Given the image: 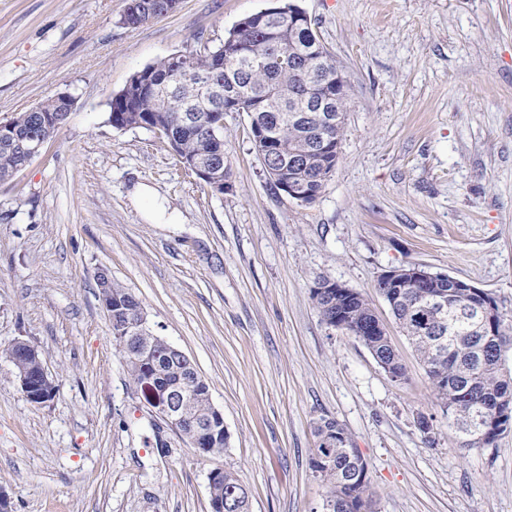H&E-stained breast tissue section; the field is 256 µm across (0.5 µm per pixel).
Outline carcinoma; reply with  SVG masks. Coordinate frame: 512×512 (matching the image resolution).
<instances>
[{"mask_svg":"<svg viewBox=\"0 0 512 512\" xmlns=\"http://www.w3.org/2000/svg\"><path fill=\"white\" fill-rule=\"evenodd\" d=\"M128 7L121 23H138L146 5H173L176 0H127ZM338 66L327 47L317 36L312 23L288 30V18H272L269 9L248 15V23L234 27L224 40L211 47L205 43L192 50L186 60L172 55L143 68L151 76L165 77L179 72V79L164 86L140 82L132 77L136 91L124 89L112 98V126L140 127L142 122L158 120L170 148L182 164L199 163L224 170V138H213L204 126L188 117L198 112L209 120L222 121L229 112L247 114L250 126L265 127L267 137L254 144L256 152L271 150L287 155L302 142L317 136L315 113H307L306 126L288 120V93L315 97L336 94V84H326L324 77L336 74ZM25 159L14 148L0 145V181L12 177ZM336 289L331 294L313 298L322 320L336 327V311L344 313L346 326L341 331L351 334L371 323L374 311L362 294L336 303ZM409 296L394 307L392 315L403 333L411 340L421 361L429 367L428 378L436 397L455 423L466 421L475 407L494 409L497 402L512 396V375L502 376L496 366L494 343L488 341L473 318L462 316L447 320V334L459 340L451 349L440 347L441 326L418 297L425 288L407 289ZM99 297L112 306L109 328L112 341L126 351V338L131 326L125 311L140 303L129 289L112 279L100 278ZM142 346L158 353L149 359L140 354L126 356L130 379L136 385L151 375L160 388L176 384L190 367L168 358L163 338L146 330L139 334ZM210 393L204 384L184 403L188 412L206 411ZM318 441L329 439L334 447L315 450L311 466L326 486L324 512H372V491L368 464L353 447L346 429L333 418H320L315 428ZM183 438L205 455L224 452L228 434L221 431L196 439ZM211 512H249L246 488L231 472H224L210 492Z\"/></svg>","mask_w":512,"mask_h":512,"instance_id":"carcinoma-1","label":"carcinoma"}]
</instances>
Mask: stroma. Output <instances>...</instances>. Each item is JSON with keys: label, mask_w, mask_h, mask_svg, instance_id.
<instances>
[{"label": "stroma", "mask_w": 512, "mask_h": 512, "mask_svg": "<svg viewBox=\"0 0 512 512\" xmlns=\"http://www.w3.org/2000/svg\"><path fill=\"white\" fill-rule=\"evenodd\" d=\"M295 2L350 82L339 163L307 205L269 182L246 113L224 118L221 193L156 132L109 120L135 72L218 43L269 0H180L139 27L120 22L126 0H0V122L75 100L41 155L0 182V489L14 512H211L215 470L237 476L250 512H323L310 464L323 417L366 460L375 512H512V428L461 446L375 288L416 264L512 311V0ZM138 183L179 223L134 203ZM103 269L208 383L222 454L192 448L131 382ZM324 278L371 302L404 380L322 320ZM19 338L57 380L46 404L26 399L5 354Z\"/></svg>", "instance_id": "1"}]
</instances>
